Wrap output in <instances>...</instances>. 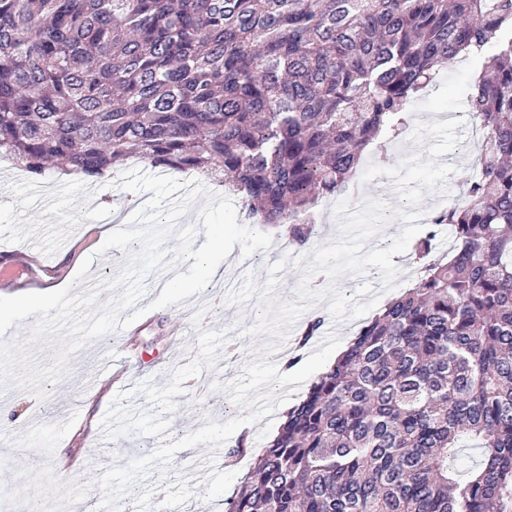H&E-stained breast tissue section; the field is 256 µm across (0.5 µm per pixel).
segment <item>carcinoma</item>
I'll return each instance as SVG.
<instances>
[{
	"label": "carcinoma",
	"instance_id": "1",
	"mask_svg": "<svg viewBox=\"0 0 512 512\" xmlns=\"http://www.w3.org/2000/svg\"><path fill=\"white\" fill-rule=\"evenodd\" d=\"M455 58L484 130L421 275L288 409L225 512H512V0H0V157L224 183L306 244L313 207ZM473 444L480 462L458 478Z\"/></svg>",
	"mask_w": 512,
	"mask_h": 512
}]
</instances>
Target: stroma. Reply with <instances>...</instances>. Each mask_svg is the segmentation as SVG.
<instances>
[{
  "label": "stroma",
  "instance_id": "stroma-1",
  "mask_svg": "<svg viewBox=\"0 0 512 512\" xmlns=\"http://www.w3.org/2000/svg\"><path fill=\"white\" fill-rule=\"evenodd\" d=\"M469 61L457 58L445 63L429 96L415 102L407 115V123L400 134L386 140L383 147L367 150L359 172L349 184L344 198L351 207H359L370 199H382L408 212L423 210L436 213L457 202L464 184L476 172L483 131L476 122L468 121L463 113L472 87L466 75L474 71ZM336 198H323L317 204V224L308 245L293 244L281 230H272L271 250H259L249 258H242L240 247H233L224 262V278L232 286H240L245 272H253L258 282L267 279L266 267L272 253L280 257L305 256L314 247L334 241L339 235L333 214ZM112 219L80 224L71 233L74 248L68 249V262H61L59 254L44 255L33 242L9 243L0 241V273L15 268L22 276L10 284V291L45 288L73 279L72 264L79 257H92L89 278L113 276L125 262L126 255L119 249H109L104 256H96L94 245L105 229L113 228ZM211 291L189 297L185 306H170L143 314L121 337L106 336L80 350L81 366L71 367L68 375L52 386L48 398L39 400L29 392L11 384L0 387V396L12 406L9 422L0 423V472L21 467L39 468L52 463L55 471H62L64 460H72L76 472L73 482L86 483L102 475L106 467L150 455L158 444L157 438L131 433L113 442L102 438L101 422L106 410L121 390L150 381L165 385L171 371L188 364L198 353V328L225 329L236 323L251 326L260 312L257 301L244 307H211L201 327H194L192 314L201 303H210ZM179 408L171 418L170 432L174 438L204 426L206 420L225 422L240 416V409L222 392L208 390L204 394L188 391L176 396ZM77 414L78 420L64 437L53 457L37 450L16 455L9 434L20 433L35 423H53L62 416ZM282 410H275L246 430L247 452L233 466L232 488H239L254 459L277 432ZM207 454L206 445L176 453L166 475L152 473L134 484L124 502L131 512H155L160 492L174 482L188 465H195V478H203L200 465Z\"/></svg>",
  "mask_w": 512,
  "mask_h": 512
}]
</instances>
